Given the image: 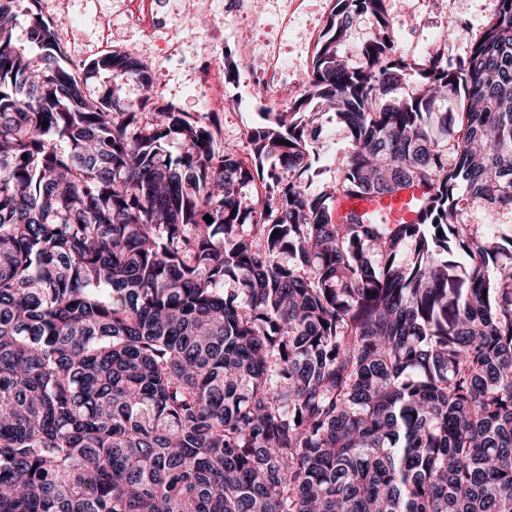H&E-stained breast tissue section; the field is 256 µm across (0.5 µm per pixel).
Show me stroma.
<instances>
[{
    "mask_svg": "<svg viewBox=\"0 0 512 512\" xmlns=\"http://www.w3.org/2000/svg\"><path fill=\"white\" fill-rule=\"evenodd\" d=\"M159 26L153 34L128 23L129 0H40L69 60L76 65L111 52L135 50L151 76L150 95L159 105L182 111L202 109L197 62L223 58L241 43L275 50L276 66L288 69V97L307 90L316 44L334 0H244L235 21L225 24L219 44L197 37L179 11V0H157ZM391 36L398 50L422 60L443 50L452 62L465 60L471 45L483 35L497 11V0H386ZM235 68L224 73V95L230 103L213 110L219 141L248 157L247 133L261 123L266 102L255 80L252 57L238 55ZM317 173L308 183L311 193L334 184L351 143L342 127L325 120L318 131Z\"/></svg>",
    "mask_w": 512,
    "mask_h": 512,
    "instance_id": "stroma-1",
    "label": "stroma"
}]
</instances>
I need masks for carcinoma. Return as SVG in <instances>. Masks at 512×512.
<instances>
[{
  "label": "carcinoma",
  "mask_w": 512,
  "mask_h": 512,
  "mask_svg": "<svg viewBox=\"0 0 512 512\" xmlns=\"http://www.w3.org/2000/svg\"><path fill=\"white\" fill-rule=\"evenodd\" d=\"M38 2L0 0V512H512V237L466 222L512 208V0L456 65L335 0L249 162ZM414 185L416 224L336 214ZM318 134L319 160L315 164L318 173L308 182V191L314 194L336 182L342 159L351 149L349 139L335 121L323 118Z\"/></svg>",
  "instance_id": "1"
}]
</instances>
